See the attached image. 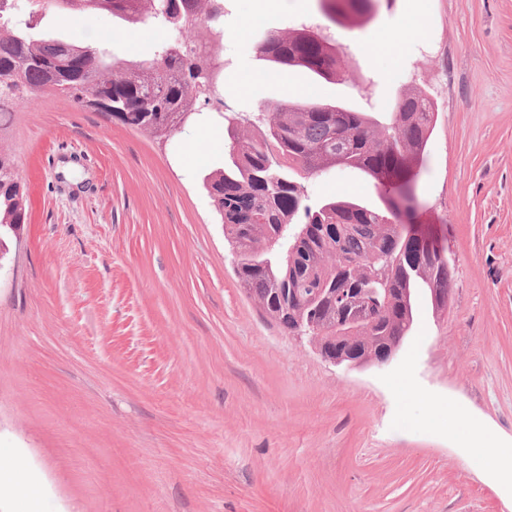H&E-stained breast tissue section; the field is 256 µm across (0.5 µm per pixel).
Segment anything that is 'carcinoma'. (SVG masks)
Instances as JSON below:
<instances>
[{
    "label": "carcinoma",
    "instance_id": "carcinoma-1",
    "mask_svg": "<svg viewBox=\"0 0 512 512\" xmlns=\"http://www.w3.org/2000/svg\"><path fill=\"white\" fill-rule=\"evenodd\" d=\"M210 0H42V8L103 10L130 24L152 19L169 32L155 57L142 63L112 60L99 46H78L39 32L41 20L21 0H0V137L12 112L33 94L50 91L77 105L93 96L96 111L152 136L174 134V117L200 121L224 116V40L213 34ZM371 0H321L331 20L364 13ZM211 55L186 50L199 30ZM266 60L300 67L330 80L340 75L336 45L304 28L269 31L257 43ZM434 120L421 90L394 102L391 122L378 126L364 112L331 104L292 101V96L247 119L252 132L226 127L228 160L205 185L224 233L236 246V275L260 308L285 331L296 320L322 332L326 351L379 359L408 335L413 301L438 289L448 305V259L434 239L416 227L418 207L391 213L336 197L311 201L296 178L336 168L369 176L387 200L413 186ZM27 221L26 195L12 155L0 145V257L6 239ZM304 233L300 245L294 235ZM294 255L288 257L289 248ZM385 288L381 308L363 328L340 341L336 321L351 316L327 289Z\"/></svg>",
    "mask_w": 512,
    "mask_h": 512
}]
</instances>
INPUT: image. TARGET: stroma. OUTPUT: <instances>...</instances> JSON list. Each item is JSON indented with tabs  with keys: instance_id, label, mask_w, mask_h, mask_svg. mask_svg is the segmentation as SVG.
<instances>
[{
	"instance_id": "35a3bbf8",
	"label": "stroma",
	"mask_w": 512,
	"mask_h": 512,
	"mask_svg": "<svg viewBox=\"0 0 512 512\" xmlns=\"http://www.w3.org/2000/svg\"><path fill=\"white\" fill-rule=\"evenodd\" d=\"M405 19L403 54H372ZM303 26L342 47L345 79L241 48ZM42 29L134 62L166 39L91 10L48 12ZM404 89L434 103L417 224L453 288L441 311L419 298L383 367L325 361L240 286L204 186L223 126L162 143L50 93L13 112L29 216L0 260V512H512L436 413L455 402L512 447V0H373L339 24L320 0H224L226 116L294 90L383 122ZM303 183L382 204L357 170Z\"/></svg>"
}]
</instances>
